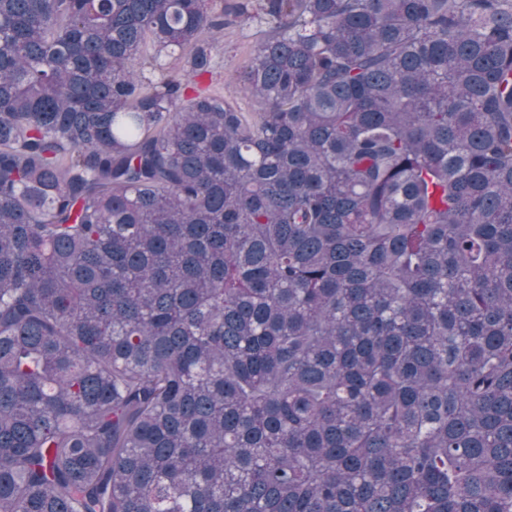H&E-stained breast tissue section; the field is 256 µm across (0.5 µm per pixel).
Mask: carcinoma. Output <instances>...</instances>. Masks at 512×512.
<instances>
[{"instance_id": "cac0c4a2", "label": "carcinoma", "mask_w": 512, "mask_h": 512, "mask_svg": "<svg viewBox=\"0 0 512 512\" xmlns=\"http://www.w3.org/2000/svg\"><path fill=\"white\" fill-rule=\"evenodd\" d=\"M207 2L0 0V512H512V0ZM243 0H210V12L224 14V20H234L220 33L213 53L211 72L203 77L205 83L224 93V99L242 112H260L257 100L249 96L238 81L239 73L248 64L259 39L258 27L248 20L234 18L239 2ZM153 51H148L140 60L139 67L141 72L144 73L145 76L151 77L152 79L158 81L161 78L162 73L165 75H176L183 74L186 70L189 69V65L187 63V55L180 54L171 58H165L162 63H164V71L161 72L158 69L154 70L152 64L153 62Z\"/></svg>"}]
</instances>
